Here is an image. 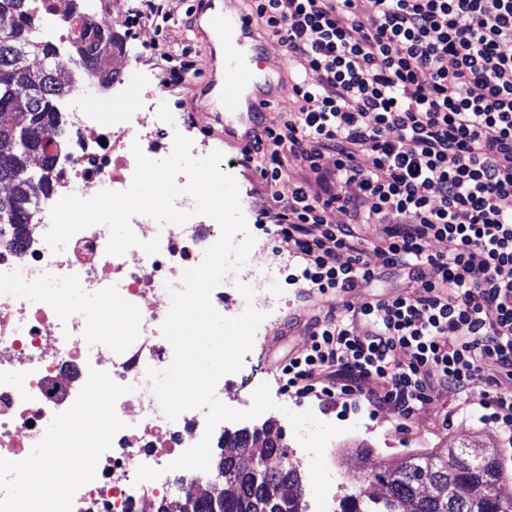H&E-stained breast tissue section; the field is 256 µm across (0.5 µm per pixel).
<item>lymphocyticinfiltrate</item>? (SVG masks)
<instances>
[{
	"label": "lymphocytic infiltrate",
	"mask_w": 512,
	"mask_h": 512,
	"mask_svg": "<svg viewBox=\"0 0 512 512\" xmlns=\"http://www.w3.org/2000/svg\"><path fill=\"white\" fill-rule=\"evenodd\" d=\"M371 2L248 0L303 75L297 111L242 156L270 187L288 156L314 173L271 218L301 262L299 296L335 299L282 365L283 387L402 421L448 387H477L488 420L511 429L512 0ZM336 209L352 224L335 223ZM379 222L377 241L353 230ZM391 269L407 271L410 292L347 302Z\"/></svg>",
	"instance_id": "f902f5d3"
}]
</instances>
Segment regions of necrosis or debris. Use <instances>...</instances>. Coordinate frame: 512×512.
<instances>
[{"label":"necrosis or debris","mask_w":512,"mask_h":512,"mask_svg":"<svg viewBox=\"0 0 512 512\" xmlns=\"http://www.w3.org/2000/svg\"><path fill=\"white\" fill-rule=\"evenodd\" d=\"M34 12L41 17L40 40L60 53L109 23L101 0L78 15L61 0H36ZM66 72L57 116L62 139L46 149L56 159L50 183L32 191L29 224L0 225V273L16 281L0 288V512H146L207 477L173 466L203 438L205 410L167 419L150 396L147 371L171 363L173 350L162 334L170 291L181 288L184 268L201 263L221 229L195 214L194 199L183 194L174 206L189 220L163 226L132 216L139 243L124 254L108 253L105 224L78 231L60 251L50 249L51 209L63 196L127 190L135 151L169 152L175 135L189 133L128 103L121 78L113 83V101L126 106V120L113 128L99 109L101 84L80 65ZM154 238L157 253L141 249ZM107 319L120 326L121 341L105 339ZM102 387L111 397L109 421L92 436L85 421L97 417ZM142 465L167 470V480L137 481ZM65 468L78 472L79 481L62 476Z\"/></svg>","instance_id":"4bbe7bcc"}]
</instances>
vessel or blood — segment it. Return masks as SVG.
Returning a JSON list of instances; mask_svg holds the SVG:
<instances>
[{
    "label": "vessel or blood",
    "instance_id": "vessel-or-blood-1",
    "mask_svg": "<svg viewBox=\"0 0 512 512\" xmlns=\"http://www.w3.org/2000/svg\"><path fill=\"white\" fill-rule=\"evenodd\" d=\"M197 20L208 26L222 51L221 61H209L200 94L223 118L236 149H243L262 131L264 115L283 84L264 69L266 41L241 0H201Z\"/></svg>",
    "mask_w": 512,
    "mask_h": 512
}]
</instances>
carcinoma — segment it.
I'll return each instance as SVG.
<instances>
[{
  "label": "carcinoma",
  "mask_w": 512,
  "mask_h": 512,
  "mask_svg": "<svg viewBox=\"0 0 512 512\" xmlns=\"http://www.w3.org/2000/svg\"><path fill=\"white\" fill-rule=\"evenodd\" d=\"M32 0H0V183L12 185L9 196H0V224L30 221V184L38 178L49 184L52 159L44 156L43 168L35 174L28 168L30 152L42 151L57 133L54 103L63 90L54 77L55 68L45 65L34 71L29 57L51 59L53 47L34 35ZM119 44L107 27L78 45V59L90 77L101 82L115 80L106 52ZM256 441L247 429L224 432L220 461L224 480L220 491L186 498L181 503L161 502L156 512H307L302 496L290 488L302 487L300 472L287 458L285 445L264 443L267 460L264 481L257 485L241 470L239 456ZM384 485L387 494L369 499L372 509L357 494L344 498L341 512H512V474L496 454H485L479 466L470 469L459 460V449L445 448L435 454L414 455L396 471L368 474Z\"/></svg>",
  "instance_id": "1"
}]
</instances>
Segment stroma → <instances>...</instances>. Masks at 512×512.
<instances>
[{
  "mask_svg": "<svg viewBox=\"0 0 512 512\" xmlns=\"http://www.w3.org/2000/svg\"><path fill=\"white\" fill-rule=\"evenodd\" d=\"M169 7V20L157 18L133 26L128 22L129 16L147 11L148 0H112L111 27L123 40L122 49L115 51L112 57V65L145 92L161 88L169 78V68L157 63L153 45L171 48L175 61H192L197 71L206 69L209 40L204 30L193 24V0H170ZM199 85V80L195 79L166 93L165 105L192 126L194 138L205 141L208 151L217 150L225 158L235 159L237 152L230 138L198 97ZM232 176L237 183L247 230L256 239L253 246L256 259L279 268L280 273L265 285L267 294L276 297V305L267 308L259 301L254 304L255 309L264 311L265 317L255 333L251 350L243 357L240 370L225 382L223 400L224 405L235 410L253 404L255 390L265 384L275 407L241 423L225 422V429L234 431L244 427L281 436L290 450V463L298 465L305 479L303 493L308 512L317 509L308 481L310 462L297 452L299 442L288 418L292 412L309 410L318 420L343 429L342 434L328 442L333 452L327 462L336 476L335 484L327 493L328 512H340L342 498L359 483L364 472L381 466L396 469L411 455L448 446L494 450L512 470V431L483 419L480 390L466 393L449 389L439 399L419 406L403 428L398 427L395 415L386 406L373 410L363 403L347 408H327L317 399L298 400L282 390L278 379L281 364L308 348L306 326L325 311L332 300L315 296L309 301H300L297 288L288 282L298 262L280 253L276 225L260 218V210L268 204L270 193L254 166L237 163Z\"/></svg>",
  "mask_w": 512,
  "mask_h": 512,
  "instance_id": "obj_1",
  "label": "stroma"
}]
</instances>
